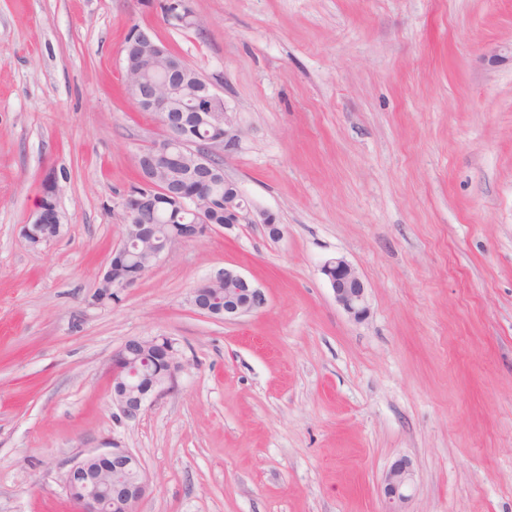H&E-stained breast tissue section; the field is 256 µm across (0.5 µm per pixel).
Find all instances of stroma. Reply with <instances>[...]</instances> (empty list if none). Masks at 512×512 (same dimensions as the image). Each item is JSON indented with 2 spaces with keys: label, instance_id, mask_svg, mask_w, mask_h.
Masks as SVG:
<instances>
[{
  "label": "stroma",
  "instance_id": "35a3bbf8",
  "mask_svg": "<svg viewBox=\"0 0 512 512\" xmlns=\"http://www.w3.org/2000/svg\"><path fill=\"white\" fill-rule=\"evenodd\" d=\"M170 2L0 0V512H76L62 475L107 442L142 461L139 512H381L401 457L408 512H512V0H181L185 22ZM135 27L223 97L252 221L102 304L164 133L124 86ZM49 178L64 224L34 247ZM227 268L266 308L194 309ZM132 337L184 364L136 421L106 372ZM336 303L352 318L362 319L368 311L367 293L356 268L342 257L326 261L322 266ZM414 479V470L408 459L399 458L390 466L383 478L385 512H407Z\"/></svg>",
  "mask_w": 512,
  "mask_h": 512
}]
</instances>
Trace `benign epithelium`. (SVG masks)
Here are the masks:
<instances>
[{
    "label": "benign epithelium",
    "mask_w": 512,
    "mask_h": 512,
    "mask_svg": "<svg viewBox=\"0 0 512 512\" xmlns=\"http://www.w3.org/2000/svg\"><path fill=\"white\" fill-rule=\"evenodd\" d=\"M125 86L143 112L155 114L165 129V136L141 150L137 161H147L155 168L180 163L191 156L194 190L184 196L177 189L155 181L143 180L121 201L125 236L113 248L105 269H121L128 264L131 247L154 238L151 224H140V216L163 206H178L195 216L179 234L164 244H155L152 263L168 254L175 244L194 240L212 228L206 205L214 196V186L224 184V229L252 222L238 186L224 177L223 165L214 163L210 148L230 151L236 139L229 135L232 113L224 98L214 92L194 69L164 44L147 33L137 31L125 42ZM63 214L52 206L38 202L33 220L26 225L29 242L46 241L45 234L60 230ZM336 303L352 318L362 319L368 311L367 293L356 268L342 257L322 266ZM224 289V319L264 308V291L233 269H224L201 281L193 289L191 302L201 313L213 318L219 314L220 283ZM183 369L179 351L173 343L158 338H130L112 354L107 373L112 388V402L126 420H136L147 407L174 386ZM415 474L410 461L397 459L383 478L385 512H406ZM69 496L80 512H137L148 489V477L140 459L126 448L112 447L78 457L63 476Z\"/></svg>",
    "instance_id": "7a95c632"
}]
</instances>
